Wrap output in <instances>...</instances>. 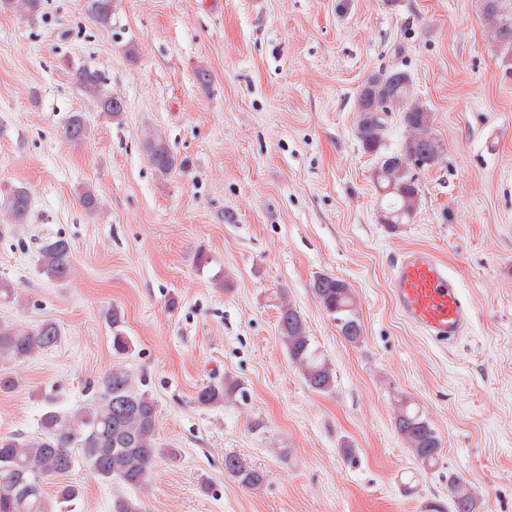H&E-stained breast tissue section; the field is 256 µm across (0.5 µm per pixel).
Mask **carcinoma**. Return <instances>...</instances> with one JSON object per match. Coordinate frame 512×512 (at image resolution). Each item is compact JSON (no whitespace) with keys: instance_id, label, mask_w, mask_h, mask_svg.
Returning <instances> with one entry per match:
<instances>
[{"instance_id":"obj_1","label":"carcinoma","mask_w":512,"mask_h":512,"mask_svg":"<svg viewBox=\"0 0 512 512\" xmlns=\"http://www.w3.org/2000/svg\"><path fill=\"white\" fill-rule=\"evenodd\" d=\"M42 0H0V9L34 18ZM502 0H482V14L491 29V37L512 53V16L503 13ZM112 0H85V11L103 27L112 20ZM71 76L111 120H122L125 101L105 89L101 75L86 65L72 67ZM356 135L363 150L378 157L374 181L388 198L381 214L383 224H406L419 201L415 173L435 166L441 159L443 144L430 132L432 117L415 96L411 75L392 68L372 75L359 87L356 96ZM400 114L404 141L400 151L385 153L384 140L388 117ZM88 134L83 113H72L65 124V135L81 141ZM148 158L161 174L172 171L177 156L166 139L155 132L144 138ZM31 209V197L24 187L6 191L4 214L7 226L24 224ZM39 270L47 279L64 281L73 272L72 247L64 237L46 240L39 247ZM311 288L326 314L333 318L341 336L350 343L363 338V326L350 286L342 279L322 274ZM108 320L112 328V349L117 357L131 350V342L122 330L123 315L112 308ZM279 333L289 361L297 368L306 386L319 394L333 391L336 375L331 364L314 348L305 319L297 309L282 303L278 319ZM62 337L60 326L45 320L31 328L0 324V358L25 360L56 346ZM244 394L241 383L226 380L203 386L196 396L201 407L222 405ZM39 432L28 438L0 437V512H56V505L79 496V488L61 484L55 498L48 497L49 481L69 473L77 461L86 463L103 482H118L139 489L147 481L156 458L165 453L157 445L158 410L151 396L134 387L131 374L115 364L103 378L97 397L76 410L47 408L39 418ZM394 429L424 468L434 467L440 456L441 441L429 419L409 401H399ZM224 470L248 490L260 488L266 475L247 464L233 452L224 454ZM450 512H477L478 501L468 481L448 474ZM112 512H145L141 501L121 497L113 501Z\"/></svg>"}]
</instances>
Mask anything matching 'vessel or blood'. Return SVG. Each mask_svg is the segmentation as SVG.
<instances>
[{"label": "vessel or blood", "mask_w": 512, "mask_h": 512, "mask_svg": "<svg viewBox=\"0 0 512 512\" xmlns=\"http://www.w3.org/2000/svg\"><path fill=\"white\" fill-rule=\"evenodd\" d=\"M390 283L397 309L424 335L453 341L469 328L472 307L433 251H403L390 267Z\"/></svg>", "instance_id": "vessel-or-blood-1"}]
</instances>
